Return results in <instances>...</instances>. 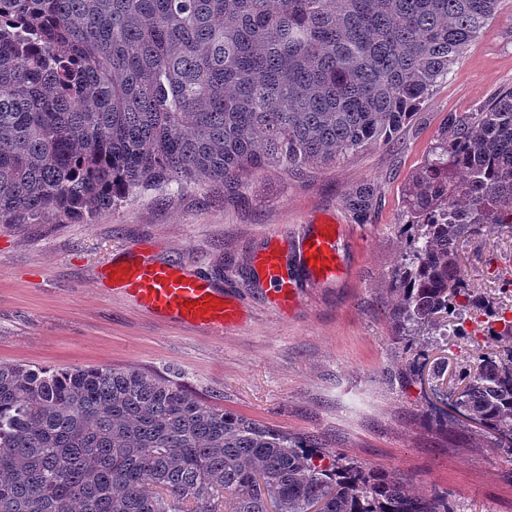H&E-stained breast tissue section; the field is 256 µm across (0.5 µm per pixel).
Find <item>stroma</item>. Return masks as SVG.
<instances>
[{
    "instance_id": "35a3bbf8",
    "label": "stroma",
    "mask_w": 512,
    "mask_h": 512,
    "mask_svg": "<svg viewBox=\"0 0 512 512\" xmlns=\"http://www.w3.org/2000/svg\"><path fill=\"white\" fill-rule=\"evenodd\" d=\"M512 88V0L490 22L390 143L296 174L249 177L237 198L220 187L142 192L87 224H0V362L51 369L135 365L264 425L316 438L329 453L396 470L455 512H512V453L451 410L462 370L497 352L484 336L416 338L425 362L414 384L393 373L407 353L392 333L388 282L406 238L402 193L451 112H473ZM374 181L378 201L354 223L348 191ZM336 216L342 269L314 281L299 260L303 224ZM281 230L282 271L299 296L272 299L249 257ZM471 288L512 307V229L491 224L462 240ZM181 264L241 306L225 331L184 327L151 314L101 273L115 263ZM444 414L447 431L425 415Z\"/></svg>"
}]
</instances>
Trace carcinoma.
I'll list each match as a JSON object with an SVG mask.
<instances>
[{"label":"carcinoma","mask_w":512,"mask_h":512,"mask_svg":"<svg viewBox=\"0 0 512 512\" xmlns=\"http://www.w3.org/2000/svg\"><path fill=\"white\" fill-rule=\"evenodd\" d=\"M502 0H0V224L92 220L173 184L234 194L393 140ZM377 203L346 198L357 224ZM393 334L465 313L503 350L461 415L512 442V320L460 241L512 224V89L450 112L403 192ZM0 512H454L137 366L0 362Z\"/></svg>","instance_id":"cac0c4a2"}]
</instances>
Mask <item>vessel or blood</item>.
Returning a JSON list of instances; mask_svg holds the SVG:
<instances>
[{"mask_svg": "<svg viewBox=\"0 0 512 512\" xmlns=\"http://www.w3.org/2000/svg\"><path fill=\"white\" fill-rule=\"evenodd\" d=\"M340 238L341 227L335 218L306 225L302 256L308 259L307 269L315 280L335 277L340 266ZM250 263L264 272L274 299L288 306L296 303L293 283L281 272L277 239H270L264 250L253 253ZM105 275L145 310L187 327L221 330L241 317L236 301L208 280L189 275L175 264L130 261L107 268Z\"/></svg>", "mask_w": 512, "mask_h": 512, "instance_id": "vessel-or-blood-1", "label": "vessel or blood"}]
</instances>
